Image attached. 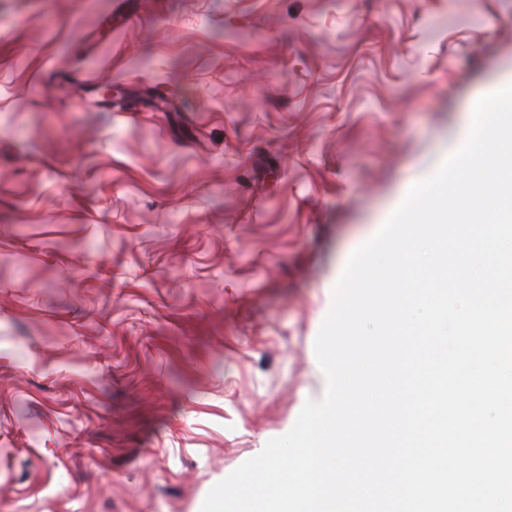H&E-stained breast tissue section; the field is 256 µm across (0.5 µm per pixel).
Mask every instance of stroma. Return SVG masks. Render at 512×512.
<instances>
[{
	"label": "stroma",
	"instance_id": "obj_1",
	"mask_svg": "<svg viewBox=\"0 0 512 512\" xmlns=\"http://www.w3.org/2000/svg\"><path fill=\"white\" fill-rule=\"evenodd\" d=\"M508 84L512 0H0V512H201Z\"/></svg>",
	"mask_w": 512,
	"mask_h": 512
}]
</instances>
